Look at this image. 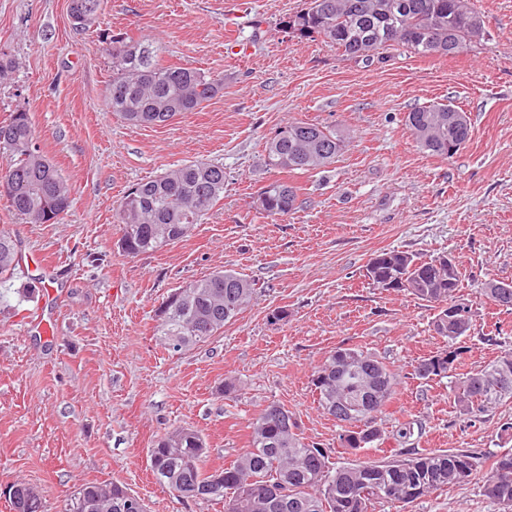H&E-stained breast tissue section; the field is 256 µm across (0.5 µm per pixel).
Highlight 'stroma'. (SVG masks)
<instances>
[{"instance_id": "1", "label": "stroma", "mask_w": 512, "mask_h": 512, "mask_svg": "<svg viewBox=\"0 0 512 512\" xmlns=\"http://www.w3.org/2000/svg\"><path fill=\"white\" fill-rule=\"evenodd\" d=\"M304 3L103 0L97 24L78 31L68 0H0V53L16 62L0 82V120L29 112L37 146L73 198L61 223L31 224L0 196V228L22 255L0 283V487H35L48 512H62L89 481L123 484L149 512H224L222 502L182 499L157 483L148 451L185 426L204 437L209 468L230 464L247 446L248 422L273 401L338 466L401 448L481 458L512 450V432L501 429L512 400L465 415L447 379L416 377L419 360L448 347L430 329L434 308L364 277L383 249L447 254L463 268L458 299L472 311L458 374L512 349V310L484 292L493 280L512 283V0H471L485 36L455 55L368 64L285 33ZM119 32L157 43L163 62L223 75V93L166 126L127 124L105 105L106 39ZM231 42L240 53L227 52ZM432 103L471 120L470 142L448 159L422 151L403 123ZM292 120L336 127L346 146L324 171L287 174L304 204L273 220L256 206L278 176L264 143ZM192 160L223 164V200L184 240L125 256L113 221L123 193ZM225 268L254 281L251 304L220 335L180 353L165 348L154 321L163 298ZM276 308L287 321L271 323ZM339 347L374 353L400 381L378 447H342L341 424L318 406L311 375ZM373 512L501 508L478 472Z\"/></svg>"}]
</instances>
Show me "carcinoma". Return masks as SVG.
Here are the masks:
<instances>
[{
	"mask_svg": "<svg viewBox=\"0 0 512 512\" xmlns=\"http://www.w3.org/2000/svg\"><path fill=\"white\" fill-rule=\"evenodd\" d=\"M101 0H69L68 13L81 30L97 20ZM303 27L285 21L284 28L300 39L323 38L355 60L370 63L390 52L427 57L419 40L449 47L453 55L469 45V21L478 13L468 0H307ZM112 80L106 105L133 125L161 126L184 112H197L224 90V76L197 68L163 64L153 42L125 33L110 36ZM404 125L415 142L433 155L448 157V143L464 148L472 137L470 118L451 104L414 107ZM0 151L10 157L0 184L12 211L32 224H54L72 206V192L55 165L39 150L29 113L18 109L0 122ZM346 137L335 128L291 121L266 142L267 165L281 172H313L332 164ZM300 188L282 179L262 188L259 209L276 220L298 209ZM224 197V166L189 161L144 180L125 194L117 208L119 245L127 255L157 252L189 236ZM21 257L9 232L0 229V279L14 274ZM364 277L384 290L398 278L403 292L436 310L435 334L456 343L468 336L448 322V307L457 302L462 273L448 269V257L422 259L399 250H383L369 260ZM155 310L157 330L168 349L180 352L220 334L251 303L253 281L232 269L213 272L176 289ZM455 366L434 355L421 360L415 373L422 379L452 377ZM398 385L385 361L356 347L338 348L314 371L311 386L318 405L344 426L342 444L371 448L381 439L378 421ZM450 390L460 410L485 412L512 398V350L453 381ZM249 448L228 466L207 469L204 438L177 427L149 449L150 470L158 483L177 496L224 503V512H371L376 503L408 505L429 493L466 483L480 458L453 450L418 452L413 448L389 460H367L335 467L331 451L306 442L285 407L271 402L249 423ZM224 485L214 493L206 487L214 477ZM98 483L86 482L68 499L67 512H111L96 498ZM485 494L512 512V452L493 455L483 484Z\"/></svg>",
	"mask_w": 512,
	"mask_h": 512,
	"instance_id": "carcinoma-1",
	"label": "carcinoma"
}]
</instances>
